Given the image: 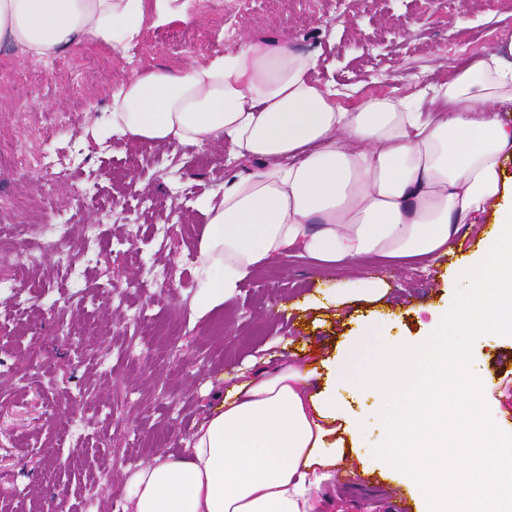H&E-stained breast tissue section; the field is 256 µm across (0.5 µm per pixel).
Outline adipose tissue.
I'll return each mask as SVG.
<instances>
[{
    "label": "adipose tissue",
    "mask_w": 512,
    "mask_h": 512,
    "mask_svg": "<svg viewBox=\"0 0 512 512\" xmlns=\"http://www.w3.org/2000/svg\"><path fill=\"white\" fill-rule=\"evenodd\" d=\"M190 0H0V41L43 60L85 42L132 49L146 18L188 17ZM314 54L287 36L250 37L209 62L152 67L115 83L110 133L151 145L229 143L247 172L204 201L198 239L204 281L191 312L201 318L233 297L255 270L288 254L323 268L366 259L407 264L455 249L473 216L496 232L479 260L462 261L461 302L432 338L379 340L372 370L358 368L373 326L358 330L327 377L285 362L228 389L180 455H159L128 479L129 512H327L322 483L349 464L364 430L341 395H382L394 410L385 469L404 470L424 512H512V442L473 428L483 408L471 388L448 389L465 370L452 336L512 335V29L490 52L431 85L444 111L417 98L369 99L354 111L313 79ZM322 388H315V381ZM472 449L462 480L447 487L449 420Z\"/></svg>",
    "instance_id": "adipose-tissue-1"
}]
</instances>
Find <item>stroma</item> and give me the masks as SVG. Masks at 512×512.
<instances>
[{"label": "stroma", "instance_id": "stroma-1", "mask_svg": "<svg viewBox=\"0 0 512 512\" xmlns=\"http://www.w3.org/2000/svg\"><path fill=\"white\" fill-rule=\"evenodd\" d=\"M189 21L142 33L162 38L150 51L115 54L85 44L45 61L47 80L24 77L20 50L0 43V154L42 150L73 180L0 167V512H126L124 488L158 454H179L215 394L305 350L330 361L367 322L413 342L431 334L462 286L456 266L475 248L428 263L378 261L328 272L283 256L260 268L239 293L204 318L192 299L201 286L200 198L222 192L234 171L224 144L195 147L93 140L89 128L111 110L112 86L151 67L206 63L245 35H288L317 54L316 77L340 87L338 106L420 95L448 69L483 57L512 27V0H192ZM466 26H457L458 17ZM193 28L207 43L181 42ZM89 235L76 259L44 251L25 286L14 265L38 248L46 225ZM389 284L384 300L354 299L340 316L304 308L337 282ZM467 377L481 385V424L512 429V335L460 336ZM378 396L352 398L365 420L362 454L387 438L377 417L391 409ZM400 471L372 472L353 485L326 484L336 512H393L414 493Z\"/></svg>", "mask_w": 512, "mask_h": 512}]
</instances>
